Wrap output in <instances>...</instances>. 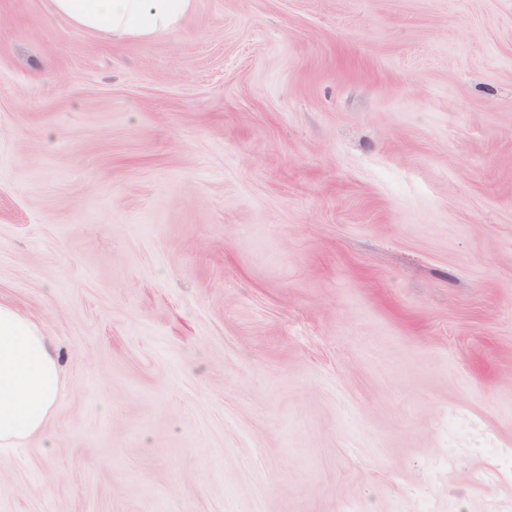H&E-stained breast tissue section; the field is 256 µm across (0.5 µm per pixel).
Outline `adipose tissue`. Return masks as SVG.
Instances as JSON below:
<instances>
[{
  "mask_svg": "<svg viewBox=\"0 0 512 512\" xmlns=\"http://www.w3.org/2000/svg\"><path fill=\"white\" fill-rule=\"evenodd\" d=\"M57 14L91 34L149 40L179 29L192 0H52ZM63 379L51 341L36 322L0 303V447L43 433Z\"/></svg>",
  "mask_w": 512,
  "mask_h": 512,
  "instance_id": "ef3b65f1",
  "label": "adipose tissue"
}]
</instances>
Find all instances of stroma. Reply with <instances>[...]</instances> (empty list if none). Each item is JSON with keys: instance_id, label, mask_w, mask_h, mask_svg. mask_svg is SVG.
<instances>
[{"instance_id": "1", "label": "stroma", "mask_w": 512, "mask_h": 512, "mask_svg": "<svg viewBox=\"0 0 512 512\" xmlns=\"http://www.w3.org/2000/svg\"><path fill=\"white\" fill-rule=\"evenodd\" d=\"M0 302V512H512V0H0ZM193 0H52L57 14L87 33L150 40L179 29ZM62 390L50 338L0 302V447L19 448L41 435Z\"/></svg>"}]
</instances>
